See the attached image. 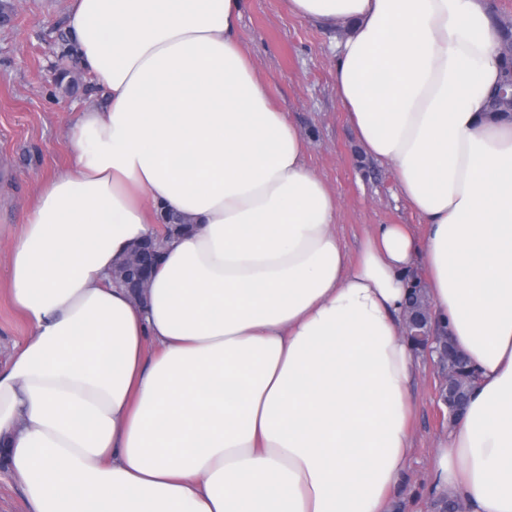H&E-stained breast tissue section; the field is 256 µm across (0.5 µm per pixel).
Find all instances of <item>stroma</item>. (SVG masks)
Masks as SVG:
<instances>
[{
  "label": "stroma",
  "mask_w": 512,
  "mask_h": 512,
  "mask_svg": "<svg viewBox=\"0 0 512 512\" xmlns=\"http://www.w3.org/2000/svg\"><path fill=\"white\" fill-rule=\"evenodd\" d=\"M10 3L14 16L0 28V271L40 179L70 165L69 126L101 102L88 73L72 90L57 82L59 66L76 67L66 54L69 0ZM345 32L342 25L325 31L292 15L288 0H243L238 36L270 99L307 139L310 169L336 194V229L353 257L373 225L417 218L398 198L391 168L366 154L338 103L332 46ZM29 334L28 322L1 292V365ZM436 383L430 364H423L414 388L413 449L396 495L405 512H431L428 461L436 437L448 429L436 419Z\"/></svg>",
  "instance_id": "1"
}]
</instances>
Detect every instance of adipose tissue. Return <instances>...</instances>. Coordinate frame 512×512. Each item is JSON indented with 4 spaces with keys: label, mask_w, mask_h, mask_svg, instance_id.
<instances>
[{
    "label": "adipose tissue",
    "mask_w": 512,
    "mask_h": 512,
    "mask_svg": "<svg viewBox=\"0 0 512 512\" xmlns=\"http://www.w3.org/2000/svg\"><path fill=\"white\" fill-rule=\"evenodd\" d=\"M242 0H71L105 106L68 132L5 277L31 333L0 367L29 512H387L407 476L421 284L478 374L433 488L512 512V113L490 0H288L349 26L336 96L417 225L357 258L308 142L238 37ZM174 215L145 304L116 260ZM498 34L501 44L505 43L511 48V55L498 84L491 91L490 100L494 111L512 113V27L499 23Z\"/></svg>",
    "instance_id": "ef3b65f1"
}]
</instances>
